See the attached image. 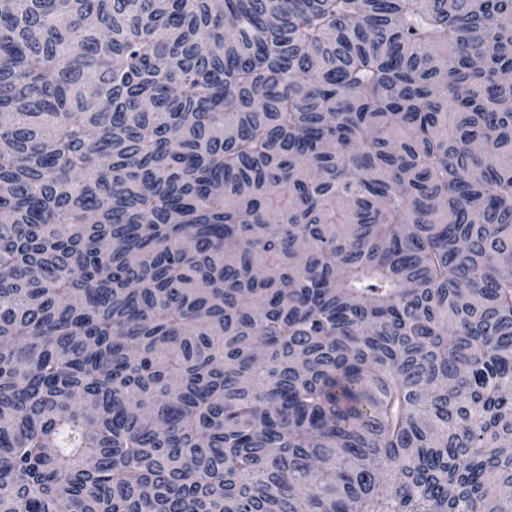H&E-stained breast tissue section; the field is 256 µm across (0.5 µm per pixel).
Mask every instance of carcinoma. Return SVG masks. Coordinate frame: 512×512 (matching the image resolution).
<instances>
[{
    "mask_svg": "<svg viewBox=\"0 0 512 512\" xmlns=\"http://www.w3.org/2000/svg\"><path fill=\"white\" fill-rule=\"evenodd\" d=\"M0 512H512V0H0Z\"/></svg>",
    "mask_w": 512,
    "mask_h": 512,
    "instance_id": "cac0c4a2",
    "label": "carcinoma"
}]
</instances>
